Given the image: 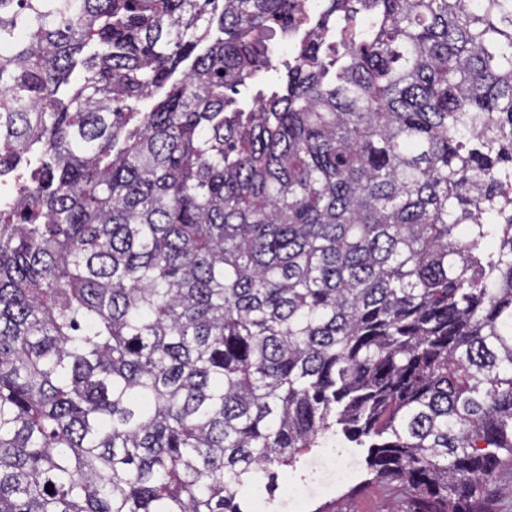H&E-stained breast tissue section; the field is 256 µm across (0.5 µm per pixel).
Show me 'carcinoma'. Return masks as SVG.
Segmentation results:
<instances>
[{
  "instance_id": "obj_1",
  "label": "carcinoma",
  "mask_w": 512,
  "mask_h": 512,
  "mask_svg": "<svg viewBox=\"0 0 512 512\" xmlns=\"http://www.w3.org/2000/svg\"><path fill=\"white\" fill-rule=\"evenodd\" d=\"M305 27L0 0V512H245L338 433L419 512H500L512 0H322L275 54Z\"/></svg>"
}]
</instances>
